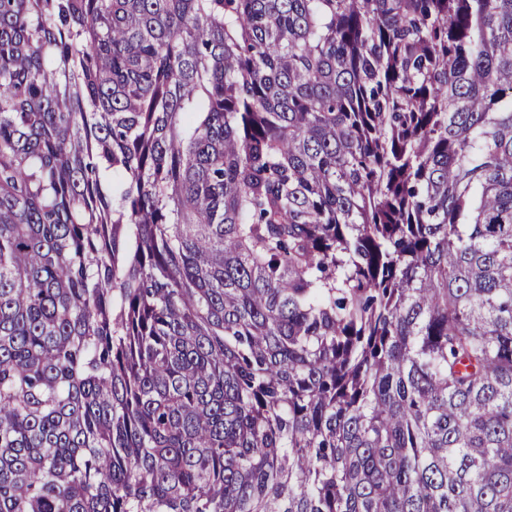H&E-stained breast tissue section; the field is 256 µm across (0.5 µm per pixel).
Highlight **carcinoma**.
Here are the masks:
<instances>
[{"label":"carcinoma","instance_id":"cac0c4a2","mask_svg":"<svg viewBox=\"0 0 512 512\" xmlns=\"http://www.w3.org/2000/svg\"><path fill=\"white\" fill-rule=\"evenodd\" d=\"M0 512H512V0H0Z\"/></svg>","mask_w":512,"mask_h":512}]
</instances>
